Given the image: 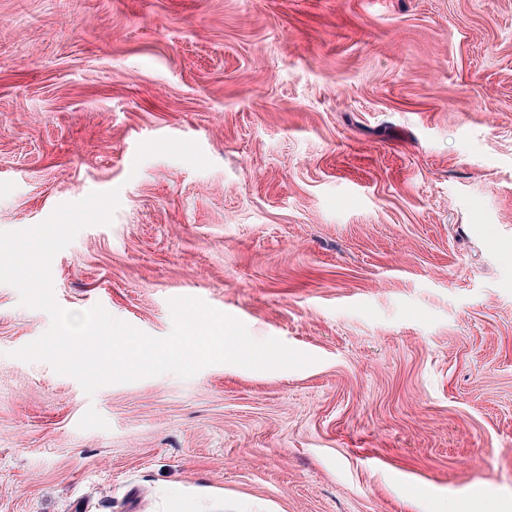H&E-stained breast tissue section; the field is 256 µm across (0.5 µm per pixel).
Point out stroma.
<instances>
[{
  "instance_id": "1",
  "label": "stroma",
  "mask_w": 512,
  "mask_h": 512,
  "mask_svg": "<svg viewBox=\"0 0 512 512\" xmlns=\"http://www.w3.org/2000/svg\"><path fill=\"white\" fill-rule=\"evenodd\" d=\"M113 189L62 308L314 362L90 396L0 284V512H512V0H0V231Z\"/></svg>"
}]
</instances>
